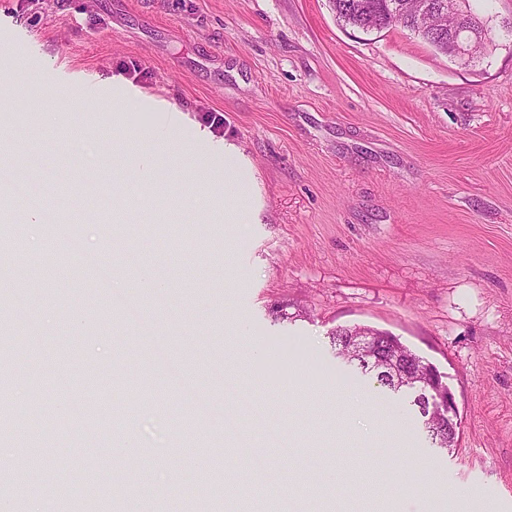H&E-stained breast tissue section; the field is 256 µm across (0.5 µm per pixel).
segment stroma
<instances>
[{"instance_id": "obj_1", "label": "stroma", "mask_w": 512, "mask_h": 512, "mask_svg": "<svg viewBox=\"0 0 512 512\" xmlns=\"http://www.w3.org/2000/svg\"><path fill=\"white\" fill-rule=\"evenodd\" d=\"M494 32L473 59L442 53L402 26L363 31L331 0H0V139L37 154L29 179L44 203L69 188L86 248L111 263L95 291L66 241L23 226L12 264L25 269L39 364L0 401L37 392L46 419H15L95 468L93 497L122 472L135 505L188 512L184 476L200 477L227 434L242 448L233 496L291 492L316 512L325 470L346 464L395 512H512V0H470ZM115 75L159 105L104 112ZM83 133L70 144L74 111ZM182 131L178 166L151 144L159 177L114 181L112 134ZM253 178L224 221V146ZM122 216V249L98 223ZM153 266L168 304L135 302L113 325L124 282ZM285 306L288 320L272 311ZM399 336L434 364L456 397L451 451L433 448L402 394L337 357L339 326ZM163 337L183 376L212 403L209 448L178 447L172 418L192 411L142 335ZM246 337L240 398L215 394L212 369ZM370 396L402 423L338 401L336 384ZM133 425L134 463L113 424ZM101 447L84 444L87 430Z\"/></svg>"}]
</instances>
